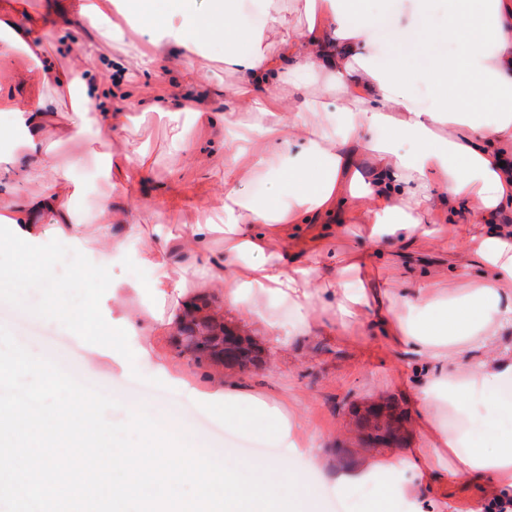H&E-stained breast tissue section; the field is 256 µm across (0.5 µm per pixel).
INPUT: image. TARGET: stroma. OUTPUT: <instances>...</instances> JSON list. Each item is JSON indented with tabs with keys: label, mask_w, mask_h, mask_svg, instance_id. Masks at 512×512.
Segmentation results:
<instances>
[{
	"label": "stroma",
	"mask_w": 512,
	"mask_h": 512,
	"mask_svg": "<svg viewBox=\"0 0 512 512\" xmlns=\"http://www.w3.org/2000/svg\"><path fill=\"white\" fill-rule=\"evenodd\" d=\"M34 9L45 12V19L56 35L47 47L48 55L58 63L84 49L93 57L82 70L81 79L96 87V109L100 112H126L130 115L128 131L108 132L94 124L74 139L46 134L43 148L57 162L69 169L83 191L72 202L77 217L89 221L100 201L111 194V185L103 178L105 160L101 145L108 140H125L132 147L146 151L149 175L134 180L132 194L142 203L132 214L139 234L126 237L128 260L112 267L105 275L93 277L90 252H83L80 265H73L68 244L47 231L36 243L17 242L9 225L0 224V270L26 265L31 273L22 291L28 299L42 293V267L54 269L66 288L71 304L84 309L76 323L48 320L18 305L12 288H0V325L8 327L19 343L36 349L44 357H61L75 377L90 376L110 387L120 408L108 412L113 422L125 421L128 411L137 406L152 415L165 410L175 412L196 449L216 456L230 453L237 458L259 461L260 453L251 451L253 436L243 431L226 433L224 418L209 410L211 388L204 372L181 384L158 373L157 357L175 353L171 335L138 336L126 339L120 349L105 341L112 322L125 311L146 317L167 314L169 308L152 292L155 273L138 261L144 246L161 238L178 239L188 234L191 225L205 223L209 212L207 200L224 179V148L220 144L201 146L190 141L199 162L189 163L172 153L169 145V113L185 111V77L177 63L165 61L149 72H136L127 64V78H117L113 59L121 58L119 44L97 42L92 20L82 25H68L75 0H26ZM0 69L13 76L7 90L18 99L42 94L40 79L30 62L19 52L0 59ZM81 158L71 167L73 158ZM124 290L113 296L112 283ZM137 363V373L130 374L125 364ZM410 356L405 350L388 344L370 324L354 326L348 335L300 336L286 347L272 350L270 357L244 380L257 394L271 399L287 397L291 409L304 417L334 467L352 468L367 457L388 454V447H370L356 432L359 412L377 398L390 401L410 427L401 445L414 448L417 434L412 429L415 411L408 401L411 381ZM261 446L279 445L276 432L258 440Z\"/></svg>",
	"instance_id": "stroma-1"
}]
</instances>
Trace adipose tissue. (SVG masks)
Here are the masks:
<instances>
[{
  "instance_id": "obj_1",
  "label": "adipose tissue",
  "mask_w": 512,
  "mask_h": 512,
  "mask_svg": "<svg viewBox=\"0 0 512 512\" xmlns=\"http://www.w3.org/2000/svg\"><path fill=\"white\" fill-rule=\"evenodd\" d=\"M154 2L90 0L88 13L113 17L97 29V40L122 44L145 71L177 48L192 88L207 78L194 56L220 40L224 70L239 79L222 89L226 112L196 110L191 127H170L177 154L192 128L223 143L224 187L209 202L215 221L194 225L180 249L159 240L138 255L156 272L152 291L172 305L154 332L177 330L202 300L170 277L177 253L192 260L203 286L220 289L226 312L262 326L278 346L320 330L344 335L353 319L367 315L381 336L415 357L409 398L422 443L386 456L381 467L391 482L368 512H387L392 501L422 512L424 489L444 497L474 485L485 488L486 512H512V430L495 426L512 415V401L497 396L512 385V222L502 221L512 213V0H297L300 29L288 27L280 0H250L245 14L239 0H209L204 11L196 0H167L161 18ZM394 4L419 33L434 8L446 18L424 69L409 56L377 62L372 9ZM134 15L153 28L148 40L134 36ZM45 26L23 0H0V57L21 51L43 83L70 92L79 68L61 71L44 59ZM417 84L426 87V102L413 95ZM93 111L85 85L62 120L44 99L0 93V112L12 113L24 132L21 152L0 166V223L30 243L48 222L76 246L93 235L94 272L101 275L125 251L118 227L129 223L131 208L119 199L145 170V155L108 149L113 197L98 206L87 232L70 206L78 184L41 149L45 127L74 138L93 122ZM241 112L251 117L243 127ZM272 170L279 177L264 201L241 195L243 178ZM36 174L45 180L43 192L17 196V184ZM318 221L330 235L357 226L374 247L397 246L407 255L419 239L451 238L467 262L439 273L408 256L406 287L375 290L363 277L368 254H339L321 244L293 251L301 225ZM219 234L224 253L215 258L211 244ZM273 302L286 305L292 320L270 314ZM209 377L212 409L223 413L225 429L261 437L276 428L283 452L270 459V478L297 472L303 506L318 507L320 487L343 493L371 481L374 462L332 473L302 418H288L222 365L210 364ZM479 419L490 426L488 440L473 447L469 429Z\"/></svg>"
}]
</instances>
